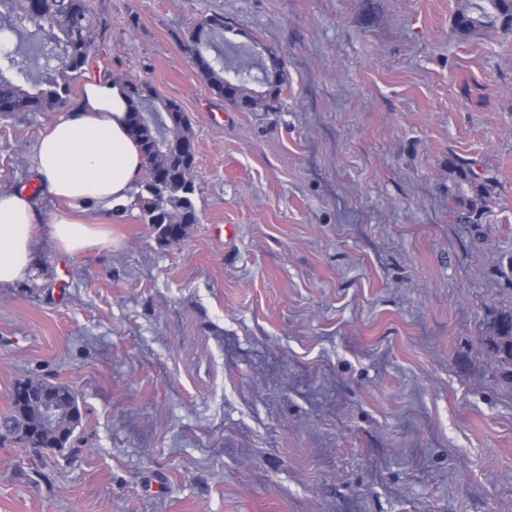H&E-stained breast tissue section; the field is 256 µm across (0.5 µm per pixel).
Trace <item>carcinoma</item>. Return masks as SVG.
<instances>
[{
    "label": "carcinoma",
    "instance_id": "1",
    "mask_svg": "<svg viewBox=\"0 0 512 512\" xmlns=\"http://www.w3.org/2000/svg\"><path fill=\"white\" fill-rule=\"evenodd\" d=\"M490 31L512 34V0H459L452 34L465 40ZM0 35L13 42L0 50V113L53 111L88 64L96 38L89 0H0ZM223 35L222 15H211L197 25L191 35V42L198 47L192 56L195 69L216 95L238 108L248 112L273 109L286 86L280 60L271 66L260 63L255 76L252 69H243L228 93L229 59L216 45ZM250 83L264 87L265 92L251 89ZM125 87L129 135L145 161L137 205L158 242H180L199 222L191 120L176 100L160 97L150 84L127 80ZM141 112L156 115V120L140 121ZM446 168L454 220L480 229L484 216L499 202L497 180L477 174L473 163L455 155L448 157ZM485 340L503 378L512 383L511 305L494 318ZM19 388L29 393H54L61 416L45 428L37 409H20L12 394L7 410L0 412V444L9 441L20 446L28 439L41 449L66 447L82 420L76 391L38 376L17 381L14 389Z\"/></svg>",
    "mask_w": 512,
    "mask_h": 512
}]
</instances>
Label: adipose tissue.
Masks as SVG:
<instances>
[{"instance_id":"obj_1","label":"adipose tissue","mask_w":512,"mask_h":512,"mask_svg":"<svg viewBox=\"0 0 512 512\" xmlns=\"http://www.w3.org/2000/svg\"><path fill=\"white\" fill-rule=\"evenodd\" d=\"M128 112L122 84L93 80L35 145L33 167L41 189L72 204L71 211L50 218L52 236L63 251L105 244L106 230L89 218L92 207L121 206L136 189L144 162L128 134ZM39 222L31 195L0 191V286L28 277Z\"/></svg>"}]
</instances>
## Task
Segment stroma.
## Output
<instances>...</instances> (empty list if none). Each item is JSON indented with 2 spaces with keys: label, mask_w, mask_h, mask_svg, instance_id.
Returning <instances> with one entry per match:
<instances>
[{
  "label": "stroma",
  "mask_w": 512,
  "mask_h": 512,
  "mask_svg": "<svg viewBox=\"0 0 512 512\" xmlns=\"http://www.w3.org/2000/svg\"><path fill=\"white\" fill-rule=\"evenodd\" d=\"M456 0H91L81 79L148 82L190 116L199 214L160 245L134 202L60 250L35 188L52 112L0 113V190L45 217L0 286V411L76 389L62 453L0 446V512H512V383L484 337L512 303V37L460 40ZM278 54L273 112L199 77L189 36ZM499 181L481 230L445 163Z\"/></svg>",
  "instance_id": "stroma-1"
}]
</instances>
